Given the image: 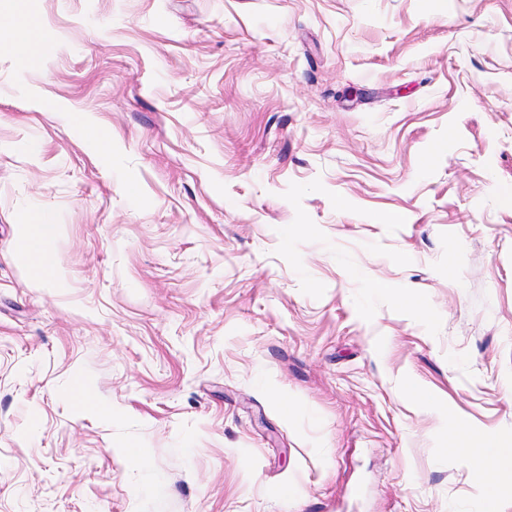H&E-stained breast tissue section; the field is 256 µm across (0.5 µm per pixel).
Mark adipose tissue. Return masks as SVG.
I'll return each mask as SVG.
<instances>
[{"instance_id":"ef3b65f1","label":"adipose tissue","mask_w":512,"mask_h":512,"mask_svg":"<svg viewBox=\"0 0 512 512\" xmlns=\"http://www.w3.org/2000/svg\"><path fill=\"white\" fill-rule=\"evenodd\" d=\"M57 226L49 212L39 211L20 227L15 249L25 260L35 281L42 286L54 284L60 274L55 250Z\"/></svg>"}]
</instances>
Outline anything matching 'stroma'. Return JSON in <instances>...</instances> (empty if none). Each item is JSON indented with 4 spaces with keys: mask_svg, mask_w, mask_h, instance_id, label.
Segmentation results:
<instances>
[{
    "mask_svg": "<svg viewBox=\"0 0 512 512\" xmlns=\"http://www.w3.org/2000/svg\"><path fill=\"white\" fill-rule=\"evenodd\" d=\"M0 11V512H512V0ZM6 26L14 49L27 52L51 39L50 32L30 19L10 17L5 20L0 11V31ZM20 226L15 243L17 253L25 260L39 285L54 284L60 274V262L54 246L57 224L49 212L38 211L28 224ZM484 448H457V452L464 457L479 458L483 466H492L497 463L500 449L495 448L494 437L490 433L483 435Z\"/></svg>",
    "mask_w": 512,
    "mask_h": 512,
    "instance_id": "35a3bbf8",
    "label": "stroma"
}]
</instances>
